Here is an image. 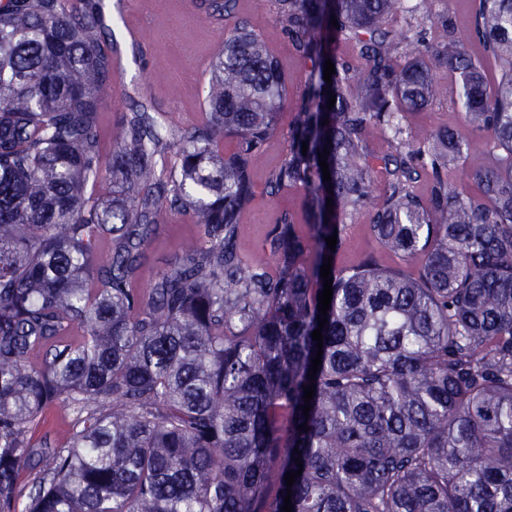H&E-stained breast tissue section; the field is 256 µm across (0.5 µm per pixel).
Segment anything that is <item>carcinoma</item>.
Here are the masks:
<instances>
[{
  "label": "carcinoma",
  "instance_id": "carcinoma-1",
  "mask_svg": "<svg viewBox=\"0 0 512 512\" xmlns=\"http://www.w3.org/2000/svg\"><path fill=\"white\" fill-rule=\"evenodd\" d=\"M432 3L274 0L308 64L287 126V79L237 21L204 121L133 106L104 162L120 18L104 26L103 0H0V512H17L36 465L22 512H281L289 489L291 512H512V0H477L476 57ZM200 7L221 26L236 3ZM347 42L362 68L339 54ZM435 64L481 143L478 200L447 175L471 138L450 126L411 138L448 98ZM281 131L265 189L303 192L307 231L285 210L269 253L247 257L253 160ZM368 206L374 238L413 270L372 255L335 266L326 238L341 247L344 219ZM166 212L196 236L142 291ZM56 401L76 413L70 437L34 440Z\"/></svg>",
  "mask_w": 512,
  "mask_h": 512
}]
</instances>
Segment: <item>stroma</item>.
<instances>
[{
  "label": "stroma",
  "instance_id": "obj_1",
  "mask_svg": "<svg viewBox=\"0 0 512 512\" xmlns=\"http://www.w3.org/2000/svg\"><path fill=\"white\" fill-rule=\"evenodd\" d=\"M119 5L122 13L143 18L138 33L121 31L115 79L118 96L101 105L100 138L104 152L112 150V132L120 112L126 111L131 98L154 102L169 119L188 127L204 117L203 90L210 76L212 61L222 43V29L208 22L196 0H108ZM237 16L249 22L277 56L282 69L293 80L292 99H299L307 71L305 60L295 53L287 35L275 22L271 0H237ZM285 147L283 136L268 141L254 162L256 198L243 217L239 246L244 254L262 252L268 232L281 212L295 217L304 215L302 193L291 192L269 197L263 187L267 170L276 163ZM165 227L149 245V260L142 271L140 287H148L155 274L176 256L180 242L195 232L188 218L165 214ZM344 242L336 263L344 266L364 256L380 254L383 262L399 265L392 254L381 253L368 231V216L361 213L347 219Z\"/></svg>",
  "mask_w": 512,
  "mask_h": 512
}]
</instances>
